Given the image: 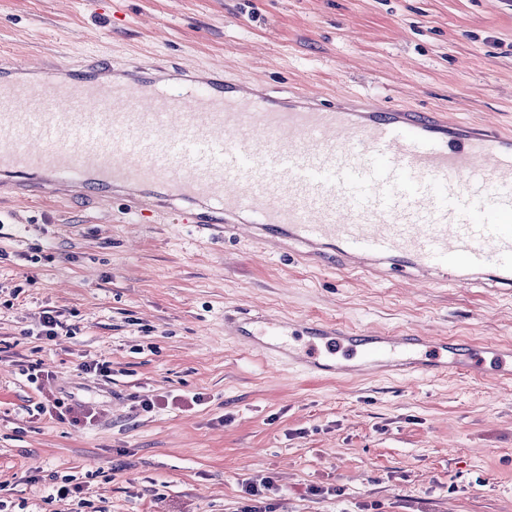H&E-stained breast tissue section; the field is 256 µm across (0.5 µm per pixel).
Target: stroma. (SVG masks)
Segmentation results:
<instances>
[{
	"label": "stroma",
	"mask_w": 512,
	"mask_h": 512,
	"mask_svg": "<svg viewBox=\"0 0 512 512\" xmlns=\"http://www.w3.org/2000/svg\"><path fill=\"white\" fill-rule=\"evenodd\" d=\"M89 52L120 76L220 67L512 130V0H0V58ZM121 208L0 191V512H240L264 477L270 512H512V378L493 365L315 379L224 330L247 308L512 350V289L308 265L243 229ZM103 359L111 376L82 371ZM33 365L91 425L36 413ZM69 477L80 492L49 502Z\"/></svg>",
	"instance_id": "stroma-1"
}]
</instances>
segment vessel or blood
Wrapping results in <instances>:
<instances>
[{"label": "vessel or blood", "instance_id": "obj_1", "mask_svg": "<svg viewBox=\"0 0 512 512\" xmlns=\"http://www.w3.org/2000/svg\"><path fill=\"white\" fill-rule=\"evenodd\" d=\"M96 55L39 71L0 66V181L22 195L124 194L123 214L189 213L192 223L246 226L267 243H296L304 260L387 276L512 287V135L443 113L293 99L178 68L125 80ZM250 346L334 371L425 369L421 336L330 332L246 309L224 318ZM448 365L471 374L472 343L442 342Z\"/></svg>", "mask_w": 512, "mask_h": 512}]
</instances>
